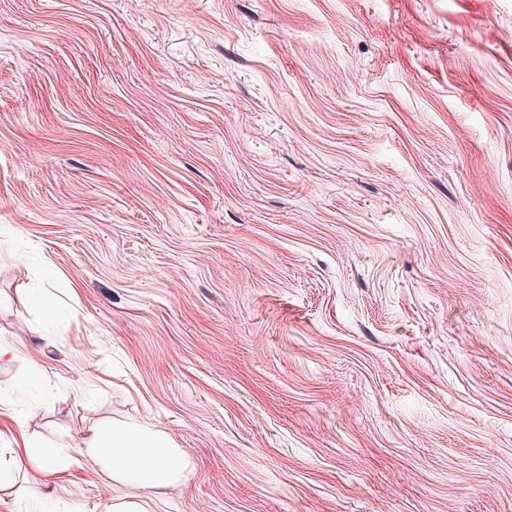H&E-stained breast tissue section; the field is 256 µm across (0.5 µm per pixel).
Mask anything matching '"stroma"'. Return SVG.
Here are the masks:
<instances>
[{"mask_svg": "<svg viewBox=\"0 0 512 512\" xmlns=\"http://www.w3.org/2000/svg\"><path fill=\"white\" fill-rule=\"evenodd\" d=\"M0 342V512H512V0H0ZM117 484L130 489L161 492L181 477L179 448L142 426L107 427L97 430L80 448ZM31 443L23 437L22 448L15 450V463L21 462L23 458L33 459L44 471L58 472L61 470L57 450L55 448H41L36 454H33Z\"/></svg>", "mask_w": 512, "mask_h": 512, "instance_id": "35a3bbf8", "label": "stroma"}]
</instances>
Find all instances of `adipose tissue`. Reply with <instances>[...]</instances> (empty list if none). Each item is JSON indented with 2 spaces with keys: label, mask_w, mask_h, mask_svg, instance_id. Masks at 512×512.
I'll list each match as a JSON object with an SVG mask.
<instances>
[{
  "label": "adipose tissue",
  "mask_w": 512,
  "mask_h": 512,
  "mask_svg": "<svg viewBox=\"0 0 512 512\" xmlns=\"http://www.w3.org/2000/svg\"><path fill=\"white\" fill-rule=\"evenodd\" d=\"M117 484L159 492L181 477L179 449L150 428L107 427L97 430L81 450Z\"/></svg>",
  "instance_id": "obj_1"
}]
</instances>
